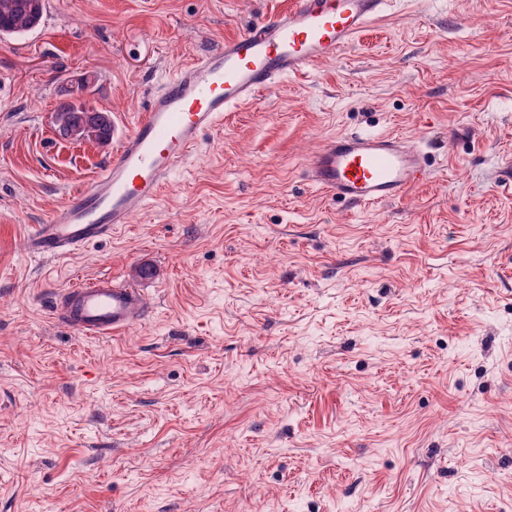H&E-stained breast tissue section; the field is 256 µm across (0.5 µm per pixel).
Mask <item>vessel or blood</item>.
Returning a JSON list of instances; mask_svg holds the SVG:
<instances>
[{
	"label": "vessel or blood",
	"mask_w": 512,
	"mask_h": 512,
	"mask_svg": "<svg viewBox=\"0 0 512 512\" xmlns=\"http://www.w3.org/2000/svg\"><path fill=\"white\" fill-rule=\"evenodd\" d=\"M386 6L387 0H294L288 9L225 38L216 51L180 68L151 96L112 160L31 227L28 252L61 256L110 238L159 196L203 135L219 129L225 113L285 78L336 59L382 18ZM434 176L418 143L394 134L334 137L305 170L313 186L364 208L399 200ZM55 312L75 333L94 339L118 335L148 316L138 288L109 278L61 290Z\"/></svg>",
	"instance_id": "obj_1"
}]
</instances>
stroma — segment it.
Returning <instances> with one entry per match:
<instances>
[{
	"label": "stroma",
	"mask_w": 512,
	"mask_h": 512,
	"mask_svg": "<svg viewBox=\"0 0 512 512\" xmlns=\"http://www.w3.org/2000/svg\"><path fill=\"white\" fill-rule=\"evenodd\" d=\"M291 0H49L0 36V512H512V0H390L339 58L225 113L111 239H25L183 64ZM419 140L432 182L375 208L310 186L340 133ZM98 276L148 318L55 316ZM55 313L75 333L104 339L143 322L148 317L138 288L109 278L79 282L61 290Z\"/></svg>",
	"instance_id": "stroma-1"
}]
</instances>
